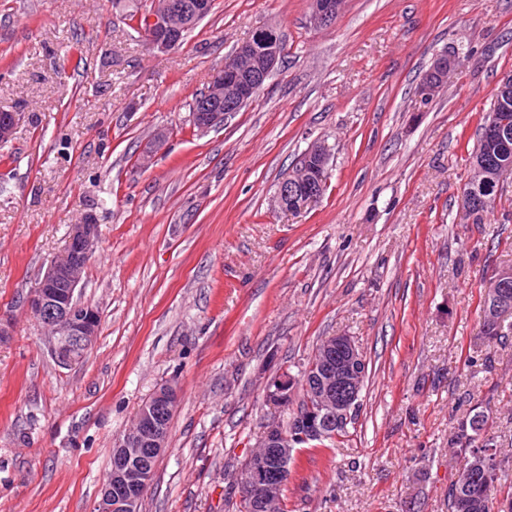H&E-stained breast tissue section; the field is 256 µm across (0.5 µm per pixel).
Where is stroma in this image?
I'll return each instance as SVG.
<instances>
[{"label": "stroma", "instance_id": "obj_1", "mask_svg": "<svg viewBox=\"0 0 512 512\" xmlns=\"http://www.w3.org/2000/svg\"><path fill=\"white\" fill-rule=\"evenodd\" d=\"M310 3L214 0L161 54L112 0H0V112L17 115L0 146V512H95L115 439L165 382L182 400L141 512H235L264 385L336 335L366 358L358 416L297 450L287 512H448L453 428L478 412L512 494V335L480 332L484 284L512 266V186L486 223L458 221L512 72V0H344L322 28ZM267 27L282 57L257 99L191 133L195 96ZM440 55L455 70L421 104ZM320 141L326 194L274 209ZM88 215L100 243L77 295L101 324L63 367L21 299Z\"/></svg>", "mask_w": 512, "mask_h": 512}]
</instances>
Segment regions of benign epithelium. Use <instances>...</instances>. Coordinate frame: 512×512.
<instances>
[{
    "instance_id": "benign-epithelium-1",
    "label": "benign epithelium",
    "mask_w": 512,
    "mask_h": 512,
    "mask_svg": "<svg viewBox=\"0 0 512 512\" xmlns=\"http://www.w3.org/2000/svg\"><path fill=\"white\" fill-rule=\"evenodd\" d=\"M146 22L141 32L147 45L159 52L174 50L189 21L205 16V3L195 0H147ZM336 0H312V22L319 27L336 19ZM280 38L275 28L260 29L239 42L225 61L224 69L212 80L206 98L193 114L191 128L198 133L224 125V117L248 105L281 59ZM16 113H0V144L12 140ZM309 153L318 159L316 181L301 180L296 172L283 179L274 193L278 209L297 212L321 198L329 175V157L314 144ZM479 189L461 191L460 217L472 223L473 202ZM99 245V230L87 216L71 227L63 251L44 268L23 297L26 311L48 331L46 343L51 356L62 366L75 364L69 345L89 349L98 336L99 310L78 300L77 288ZM487 317L499 328L512 325V271L505 269L485 283ZM317 365L303 377L307 405L295 408L287 420L273 417L257 437L237 478L239 500L261 507L260 512H277L282 490L288 483L297 448L320 442L332 429L351 421L360 406L366 360L351 336L325 340L316 351ZM297 390L283 371L267 381L264 402L288 408ZM181 401V391L172 382L158 385L141 406L134 424L115 444L112 468L103 483L97 504L99 512H137L138 504L152 482V473L140 468L134 456L141 448L161 452L166 448L171 419ZM492 461L477 453L461 467V487L482 475L491 484Z\"/></svg>"
}]
</instances>
